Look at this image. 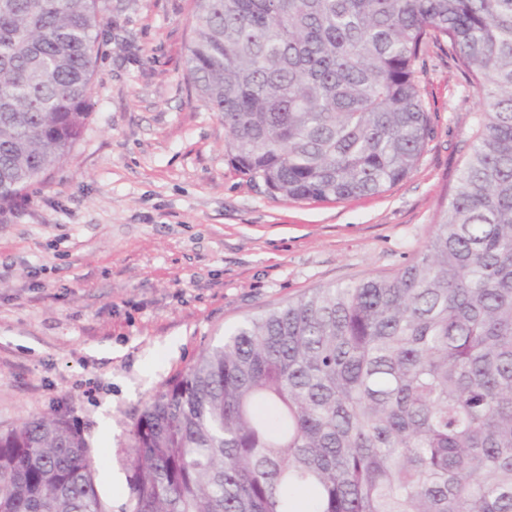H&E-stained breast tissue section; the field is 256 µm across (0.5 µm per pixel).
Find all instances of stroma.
I'll return each mask as SVG.
<instances>
[{
	"label": "stroma",
	"mask_w": 512,
	"mask_h": 512,
	"mask_svg": "<svg viewBox=\"0 0 512 512\" xmlns=\"http://www.w3.org/2000/svg\"><path fill=\"white\" fill-rule=\"evenodd\" d=\"M98 10L83 135L0 207V430L66 414L121 512L145 401L244 318L401 270L441 218L480 101L447 46H430L418 70L431 134L408 178L338 203L276 198L231 165L187 78L194 0Z\"/></svg>",
	"instance_id": "obj_1"
}]
</instances>
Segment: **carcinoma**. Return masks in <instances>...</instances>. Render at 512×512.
Segmentation results:
<instances>
[{
	"instance_id": "obj_1",
	"label": "carcinoma",
	"mask_w": 512,
	"mask_h": 512,
	"mask_svg": "<svg viewBox=\"0 0 512 512\" xmlns=\"http://www.w3.org/2000/svg\"><path fill=\"white\" fill-rule=\"evenodd\" d=\"M97 0H0V205L81 138ZM186 71L231 164L292 201L377 195L431 132L448 43L480 99L397 274L246 318L143 405L122 512H512V0H195ZM64 414L0 431V512H112Z\"/></svg>"
}]
</instances>
